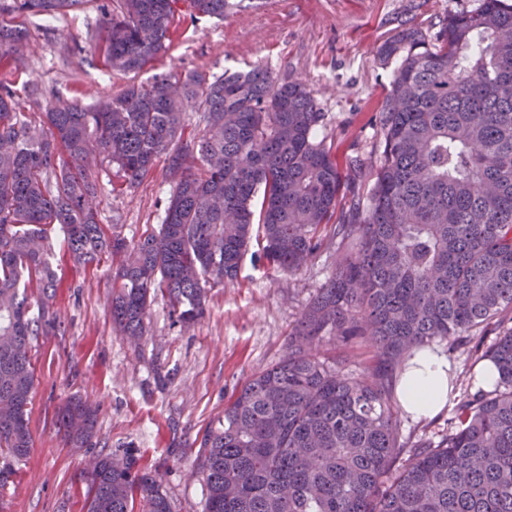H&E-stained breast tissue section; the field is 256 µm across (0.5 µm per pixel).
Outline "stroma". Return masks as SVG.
Instances as JSON below:
<instances>
[{
	"mask_svg": "<svg viewBox=\"0 0 512 512\" xmlns=\"http://www.w3.org/2000/svg\"><path fill=\"white\" fill-rule=\"evenodd\" d=\"M102 0L27 20L31 54L21 69L0 63V86L21 111L40 123L46 109L78 101L91 106L127 85L154 76L267 70L278 83L305 84L324 125L318 135L338 159L360 156L368 191L383 150L374 117L391 71L379 47L408 27L435 42L449 13L472 10L478 0H244L224 18L183 15L178 33L140 73L106 71L92 48L102 29ZM93 201L108 234L132 242L158 230L175 189L164 161L127 187L110 167L98 170ZM60 288L50 305L59 325L33 349L35 384L28 405L34 446L0 512H85L80 473L92 457L137 449L141 465L163 476L172 512H204L200 477L191 462L207 426L223 416L242 384L281 357L288 334L334 266L332 249L308 267L284 273L244 259L235 283L207 290L206 314L184 326L165 296H155L140 342L112 324V269L116 262L79 266L63 250L52 259ZM72 396L98 410L96 435L70 447L57 423Z\"/></svg>",
	"mask_w": 512,
	"mask_h": 512,
	"instance_id": "35a3bbf8",
	"label": "stroma"
}]
</instances>
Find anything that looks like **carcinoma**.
Instances as JSON below:
<instances>
[{
    "mask_svg": "<svg viewBox=\"0 0 512 512\" xmlns=\"http://www.w3.org/2000/svg\"><path fill=\"white\" fill-rule=\"evenodd\" d=\"M180 2L112 0L95 46L102 65L143 70L177 31ZM189 2L221 19L237 5ZM79 4L0 0V62L23 40V18ZM379 58L395 63L375 115L382 156L369 195L343 207L336 152L315 140L324 114L300 82L276 85L262 69L155 76L93 106L49 108L39 133L0 87V459L13 461L0 494L34 446L32 342L56 327L58 230L78 264L121 257L112 321L134 339L158 291L191 323L206 288L235 281L245 254L299 272L336 244L285 353L202 436L192 466L204 512H512V0L448 14L432 47L407 28ZM193 109L204 127L186 141ZM87 150L129 185L162 155L182 170L158 231L130 244L106 235L89 205L98 177L69 163ZM491 326L498 336L473 365L497 368L494 387L473 394L477 372L449 370L448 430L437 442L404 437L395 384L415 352ZM325 338L331 359L319 353ZM96 418L80 399L57 415L75 448ZM86 484V512H171L161 475L132 448L99 455Z\"/></svg>",
    "mask_w": 512,
    "mask_h": 512,
    "instance_id": "carcinoma-1",
    "label": "carcinoma"
}]
</instances>
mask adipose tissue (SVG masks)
<instances>
[{
  "mask_svg": "<svg viewBox=\"0 0 512 512\" xmlns=\"http://www.w3.org/2000/svg\"><path fill=\"white\" fill-rule=\"evenodd\" d=\"M404 409L416 417H431L448 402V358L423 348L403 372L396 388Z\"/></svg>",
  "mask_w": 512,
  "mask_h": 512,
  "instance_id": "ef3b65f1",
  "label": "adipose tissue"
}]
</instances>
